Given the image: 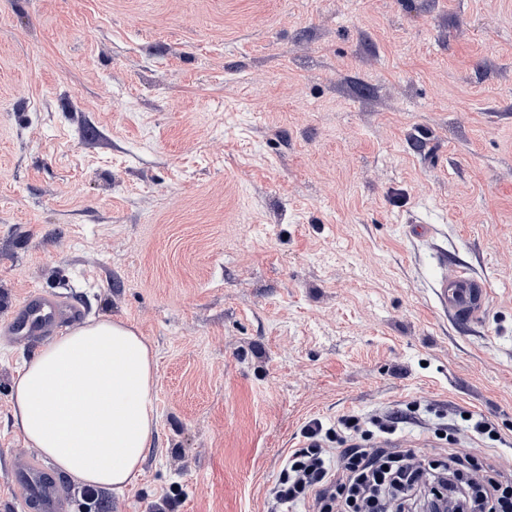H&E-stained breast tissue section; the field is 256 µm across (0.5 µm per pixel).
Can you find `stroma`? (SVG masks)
I'll return each mask as SVG.
<instances>
[{
    "label": "stroma",
    "mask_w": 512,
    "mask_h": 512,
    "mask_svg": "<svg viewBox=\"0 0 512 512\" xmlns=\"http://www.w3.org/2000/svg\"><path fill=\"white\" fill-rule=\"evenodd\" d=\"M32 291L156 357L142 475L68 512H268L351 412L512 475V0H0V512ZM437 297L445 310L454 317L477 319L483 313L486 288L463 268H456L441 279ZM464 414H469L468 418ZM461 419L467 423V429L474 435L480 436L491 441H497L499 438L498 429L488 420L484 418H476L469 412H462L459 414Z\"/></svg>",
    "instance_id": "35a3bbf8"
}]
</instances>
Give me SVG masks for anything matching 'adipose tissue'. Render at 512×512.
<instances>
[{"label":"adipose tissue","mask_w":512,"mask_h":512,"mask_svg":"<svg viewBox=\"0 0 512 512\" xmlns=\"http://www.w3.org/2000/svg\"><path fill=\"white\" fill-rule=\"evenodd\" d=\"M155 352L120 321L90 320L44 345L10 395L15 428L75 483L124 493L157 426Z\"/></svg>","instance_id":"ef3b65f1"}]
</instances>
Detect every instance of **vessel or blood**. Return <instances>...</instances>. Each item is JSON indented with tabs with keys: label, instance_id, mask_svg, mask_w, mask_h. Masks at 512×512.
<instances>
[{
	"label": "vessel or blood",
	"instance_id": "obj_1",
	"mask_svg": "<svg viewBox=\"0 0 512 512\" xmlns=\"http://www.w3.org/2000/svg\"><path fill=\"white\" fill-rule=\"evenodd\" d=\"M437 297L456 317L479 318L487 298L485 287L461 268L441 280ZM85 314L77 301L37 292L29 293L16 307L8 331L17 340L33 342L57 335ZM11 492L31 512H65L64 482L34 456L19 461L13 469Z\"/></svg>",
	"mask_w": 512,
	"mask_h": 512
}]
</instances>
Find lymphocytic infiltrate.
<instances>
[{
    "instance_id": "obj_1",
    "label": "lymphocytic infiltrate",
    "mask_w": 512,
    "mask_h": 512,
    "mask_svg": "<svg viewBox=\"0 0 512 512\" xmlns=\"http://www.w3.org/2000/svg\"><path fill=\"white\" fill-rule=\"evenodd\" d=\"M396 428V419L386 415L346 414L332 428L309 421L302 430L304 447L289 453L272 491L274 506L309 501L314 512H333L340 501L344 512H382L387 487L418 481V472L409 465L411 453L403 448L371 452L354 446L352 440L377 432L391 434ZM465 505L471 512H512V480L490 478Z\"/></svg>"
}]
</instances>
